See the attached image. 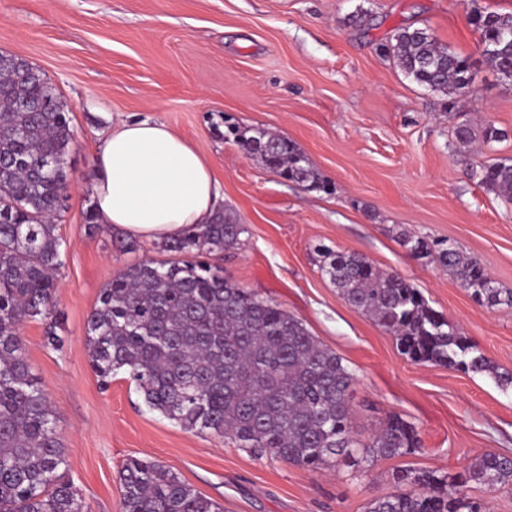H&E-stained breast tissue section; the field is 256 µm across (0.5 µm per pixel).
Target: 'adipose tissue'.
Segmentation results:
<instances>
[{
    "label": "adipose tissue",
    "mask_w": 512,
    "mask_h": 512,
    "mask_svg": "<svg viewBox=\"0 0 512 512\" xmlns=\"http://www.w3.org/2000/svg\"><path fill=\"white\" fill-rule=\"evenodd\" d=\"M219 197L212 165L166 125L113 127L95 156V212L114 233L162 241L208 223Z\"/></svg>",
    "instance_id": "1"
}]
</instances>
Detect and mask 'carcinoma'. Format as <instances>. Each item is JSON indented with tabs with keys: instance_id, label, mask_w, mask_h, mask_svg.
<instances>
[{
	"instance_id": "carcinoma-1",
	"label": "carcinoma",
	"mask_w": 512,
	"mask_h": 512,
	"mask_svg": "<svg viewBox=\"0 0 512 512\" xmlns=\"http://www.w3.org/2000/svg\"><path fill=\"white\" fill-rule=\"evenodd\" d=\"M482 63L512 78V14L478 11ZM404 76L454 102L472 88V64L426 28L400 27L379 46ZM234 138L283 178L319 188L318 174L285 137L234 126ZM457 141L485 145L506 138L488 123H461ZM75 140L67 106L55 86L28 62L0 53V512H87L60 468L65 449L48 397L25 354L20 327L46 320L48 343L57 335L54 272L61 265L56 234L66 186V157ZM485 192L512 201V163L475 164ZM245 225L215 213L184 236L158 245L177 260L128 264L104 288L88 315L91 366L106 386L129 374L152 411L190 431H211L307 470H358L378 458L421 448L414 426L391 413L373 438L352 426L349 390L354 375L304 324L277 304L236 287L223 267L201 260L236 248ZM401 245L448 270L475 301L490 310L512 308V290L499 288L482 264L453 244L406 235ZM323 269L342 298L395 336L402 354L464 372L492 369L477 346L429 306L405 277L376 267L360 253L322 247ZM394 492L371 499L367 512H487L468 494L474 483L495 492L512 484V460L478 456L454 474L401 467ZM122 512H221L162 463L130 458L124 464Z\"/></svg>"
}]
</instances>
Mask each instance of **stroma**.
Returning a JSON list of instances; mask_svg holds the SVG:
<instances>
[{
	"label": "stroma",
	"instance_id": "obj_1",
	"mask_svg": "<svg viewBox=\"0 0 512 512\" xmlns=\"http://www.w3.org/2000/svg\"><path fill=\"white\" fill-rule=\"evenodd\" d=\"M512 14V0H0V52L25 59L67 104L75 141L70 195L56 221L61 349L46 323L20 328L66 451L65 475L88 512H121L120 469L162 462L224 512H365L393 492V470L456 473L485 453L512 455V309L474 303L447 271L410 256L404 234L443 241L512 289V204L470 175L473 147L451 133L462 120L494 124L505 140L484 159H512V80L481 62L474 9ZM366 24H359V14ZM425 27L469 57L474 82L455 106L406 79L377 46L395 28ZM149 120L188 138L221 182V210L246 227L224 275L303 321L354 374L353 426L369 440L391 412L421 447L365 470L311 472L259 458L231 440L183 429L150 410L128 373L101 388L86 342L101 289L126 265L163 259L155 243L123 253L113 234L88 235L95 155L113 126ZM294 142L324 184L283 179L230 125ZM365 255L410 280L429 305L476 344L493 373H464L403 355L393 335L350 306L322 271L319 246Z\"/></svg>",
	"mask_w": 512,
	"mask_h": 512
}]
</instances>
